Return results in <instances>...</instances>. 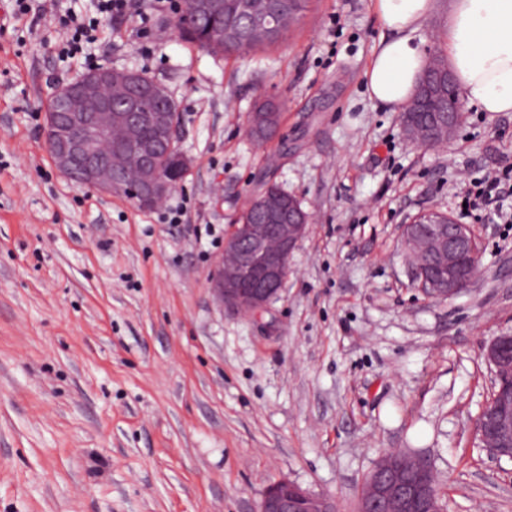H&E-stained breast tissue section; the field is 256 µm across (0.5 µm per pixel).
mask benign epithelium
<instances>
[{
  "label": "benign epithelium",
  "instance_id": "1",
  "mask_svg": "<svg viewBox=\"0 0 512 512\" xmlns=\"http://www.w3.org/2000/svg\"><path fill=\"white\" fill-rule=\"evenodd\" d=\"M448 111L438 113L436 138L449 141L464 120L462 103L448 79ZM154 92L139 74L127 68L100 66L55 87L47 104L43 145L55 168L72 182L104 194H129L147 208L161 204L188 170L177 139L173 112H143L140 99ZM155 131L138 155L113 146L112 133L124 142L139 139L142 128ZM251 131L263 140L277 138L279 122L271 112L254 114ZM308 230V216L296 198L268 207L252 224L234 225L210 278L212 292L225 309L258 315L279 297L288 275V258ZM410 251L426 245L433 259L426 271L412 263L413 279L423 293L453 298L476 277L480 264L476 238L466 224L428 211L403 226ZM493 371V389L476 423L478 447L498 458L512 459V335L496 337L486 351ZM257 512H336L328 496L281 479L268 485ZM359 512H443L432 464L423 456L389 452L366 476Z\"/></svg>",
  "mask_w": 512,
  "mask_h": 512
}]
</instances>
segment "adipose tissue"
<instances>
[{
	"label": "adipose tissue",
	"instance_id": "obj_1",
	"mask_svg": "<svg viewBox=\"0 0 512 512\" xmlns=\"http://www.w3.org/2000/svg\"><path fill=\"white\" fill-rule=\"evenodd\" d=\"M434 7V0H374L388 36L364 73L371 99L397 108L413 98L426 67L414 34ZM444 52L470 104L484 112H512V0H452Z\"/></svg>",
	"mask_w": 512,
	"mask_h": 512
}]
</instances>
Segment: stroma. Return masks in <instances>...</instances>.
<instances>
[{
	"label": "stroma",
	"instance_id": "obj_1",
	"mask_svg": "<svg viewBox=\"0 0 512 512\" xmlns=\"http://www.w3.org/2000/svg\"><path fill=\"white\" fill-rule=\"evenodd\" d=\"M132 14L91 62L60 63L51 18L0 0V512H257L280 479L357 512L384 453L432 463L446 512H512V460L480 448L485 349L512 333V223L465 211L471 180L512 163V112L465 105L447 145L409 140L364 72L387 32L373 0H310L278 44L214 56ZM147 73L181 116L186 177L161 205L76 185L42 122L88 67ZM283 100L278 138L248 134ZM310 216L280 296L226 312L215 256L260 182ZM435 209L470 226L477 277L428 298L402 225Z\"/></svg>",
	"mask_w": 512,
	"mask_h": 512
}]
</instances>
